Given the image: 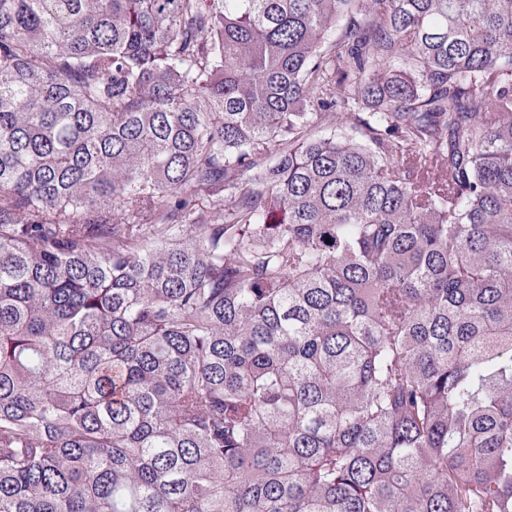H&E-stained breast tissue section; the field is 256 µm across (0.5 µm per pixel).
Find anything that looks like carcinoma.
I'll return each instance as SVG.
<instances>
[{
	"instance_id": "carcinoma-1",
	"label": "carcinoma",
	"mask_w": 512,
	"mask_h": 512,
	"mask_svg": "<svg viewBox=\"0 0 512 512\" xmlns=\"http://www.w3.org/2000/svg\"><path fill=\"white\" fill-rule=\"evenodd\" d=\"M0 512H512V0H0Z\"/></svg>"
}]
</instances>
